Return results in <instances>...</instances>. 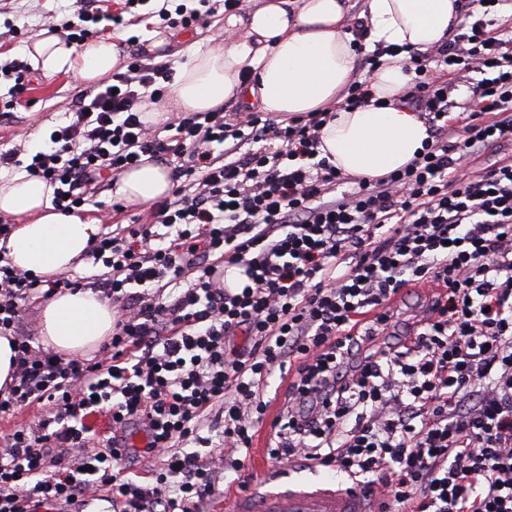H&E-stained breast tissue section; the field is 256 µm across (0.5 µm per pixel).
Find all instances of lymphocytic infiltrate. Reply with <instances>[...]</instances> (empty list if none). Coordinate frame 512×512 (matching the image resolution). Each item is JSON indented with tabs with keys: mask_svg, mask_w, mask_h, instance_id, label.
Segmentation results:
<instances>
[{
	"mask_svg": "<svg viewBox=\"0 0 512 512\" xmlns=\"http://www.w3.org/2000/svg\"><path fill=\"white\" fill-rule=\"evenodd\" d=\"M489 6L461 0L441 45L405 62L401 101L429 126L423 152L350 190L318 151L325 111L282 124L217 108L153 130L143 104L175 72L135 52L76 99L29 164L0 152V168L51 185L64 214L142 157L179 161L171 196L88 251L116 315L97 360L34 349L20 329L32 304L80 280L0 263V335L16 359L0 418L45 409L0 443V512L101 490L112 512H197L228 469L248 487L277 373L288 386L272 463L346 474L386 512H512V38ZM142 21L74 0L49 30L79 45L96 24ZM462 84L464 103L451 96ZM489 151L495 162L470 170ZM411 284L436 288L435 300L402 343L383 341ZM103 412L104 435L86 424ZM136 432L144 447H130ZM145 461L147 485L118 469Z\"/></svg>",
	"mask_w": 512,
	"mask_h": 512,
	"instance_id": "1",
	"label": "lymphocytic infiltrate"
}]
</instances>
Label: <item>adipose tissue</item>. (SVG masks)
Wrapping results in <instances>:
<instances>
[{"label": "adipose tissue", "instance_id": "obj_1", "mask_svg": "<svg viewBox=\"0 0 512 512\" xmlns=\"http://www.w3.org/2000/svg\"><path fill=\"white\" fill-rule=\"evenodd\" d=\"M367 48L395 45L424 51L439 44L456 22L455 0H365ZM248 38L232 41L238 30ZM228 42L208 50L185 42L167 100L144 107V120L162 123L169 109L206 112L229 97L254 100L278 119L335 107L339 92L355 80L357 44L341 0H258L246 14L224 17ZM44 75L77 72L91 86L122 71L125 54L112 40L81 47L49 35L28 53ZM409 80L400 58L383 56L371 76L379 103L354 110L336 109L321 129V156L343 173L377 178L404 167L422 152L429 128L400 103ZM174 187L170 168L143 160L113 183L117 198L148 205ZM53 187L26 172H0V214L17 219L0 256L36 275L71 269L86 256L99 224L81 212L64 215L52 204ZM111 305L91 290L66 291L49 298L42 311V340L64 354L97 348L112 334Z\"/></svg>", "mask_w": 512, "mask_h": 512}]
</instances>
